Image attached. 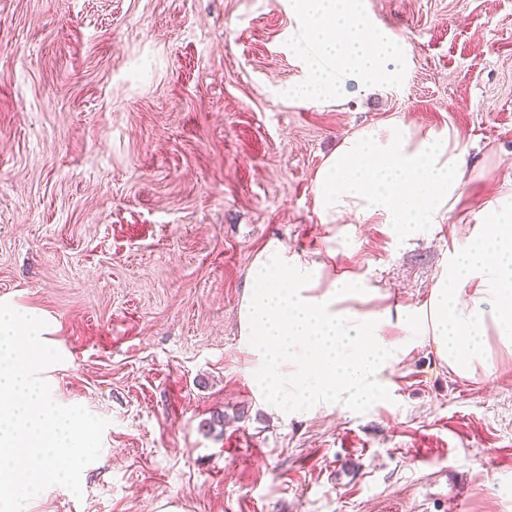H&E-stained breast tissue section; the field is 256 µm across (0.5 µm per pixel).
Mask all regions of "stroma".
I'll list each match as a JSON object with an SVG mask.
<instances>
[{"instance_id":"35a3bbf8","label":"stroma","mask_w":512,"mask_h":512,"mask_svg":"<svg viewBox=\"0 0 512 512\" xmlns=\"http://www.w3.org/2000/svg\"><path fill=\"white\" fill-rule=\"evenodd\" d=\"M406 40L400 80L302 103L287 0H0V301L46 321L53 399L107 419L82 497L25 512H512V355L459 377L415 343L364 408L271 412L237 310L280 238L423 306L512 183V0H362ZM398 118L471 148L444 224L327 240L317 169Z\"/></svg>"}]
</instances>
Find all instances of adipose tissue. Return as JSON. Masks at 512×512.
Returning a JSON list of instances; mask_svg holds the SVG:
<instances>
[{
  "label": "adipose tissue",
  "instance_id": "adipose-tissue-1",
  "mask_svg": "<svg viewBox=\"0 0 512 512\" xmlns=\"http://www.w3.org/2000/svg\"><path fill=\"white\" fill-rule=\"evenodd\" d=\"M289 49L306 74L294 98L369 93L402 71L406 41L374 26L362 0H288ZM464 148L450 133L417 135L400 120L345 136L314 177L322 223L348 217L387 226L406 244L440 223L468 184ZM238 307L239 334L259 391L274 410L357 408L391 394L389 373L422 337L456 375L488 378L495 351L512 355V185L481 210L449 252L422 308L377 307L364 277L330 276L326 262L290 254L273 238L254 254ZM401 336L388 338L387 328Z\"/></svg>",
  "mask_w": 512,
  "mask_h": 512
}]
</instances>
